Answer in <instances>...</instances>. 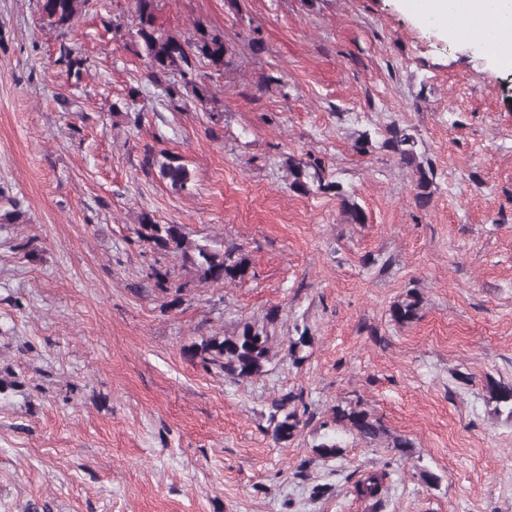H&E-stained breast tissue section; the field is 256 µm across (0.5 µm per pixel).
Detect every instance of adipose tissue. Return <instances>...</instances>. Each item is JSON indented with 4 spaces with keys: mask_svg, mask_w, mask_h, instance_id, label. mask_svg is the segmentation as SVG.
<instances>
[{
    "mask_svg": "<svg viewBox=\"0 0 512 512\" xmlns=\"http://www.w3.org/2000/svg\"><path fill=\"white\" fill-rule=\"evenodd\" d=\"M402 5L412 16L441 24L454 37L464 31V18L489 16L488 51L512 67V0H402Z\"/></svg>",
    "mask_w": 512,
    "mask_h": 512,
    "instance_id": "ef3b65f1",
    "label": "adipose tissue"
}]
</instances>
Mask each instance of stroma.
<instances>
[{
  "instance_id": "1",
  "label": "stroma",
  "mask_w": 512,
  "mask_h": 512,
  "mask_svg": "<svg viewBox=\"0 0 512 512\" xmlns=\"http://www.w3.org/2000/svg\"><path fill=\"white\" fill-rule=\"evenodd\" d=\"M132 8L89 0L57 29L39 0H0V512H512V409L487 389L512 385V71L400 0H156L167 31L224 36V69H197L203 106L151 77ZM393 123L434 169L427 209L393 154L355 147ZM306 154L366 223L290 189ZM144 214L241 247L248 276L199 281L139 239ZM273 309L264 375L184 357ZM289 395L305 415L280 444L268 415ZM355 404L380 438L333 421ZM372 474L380 496L359 495ZM146 164L150 167L152 165H157L159 167L161 177L169 180L170 185L174 189L184 191L188 188L190 175L183 165H174V161L172 159H167V161L163 162H159L157 159L154 160V156L151 151L146 155ZM420 300L413 292L406 294L401 301H397L391 308L393 320L399 324L411 322L418 316Z\"/></svg>"
}]
</instances>
